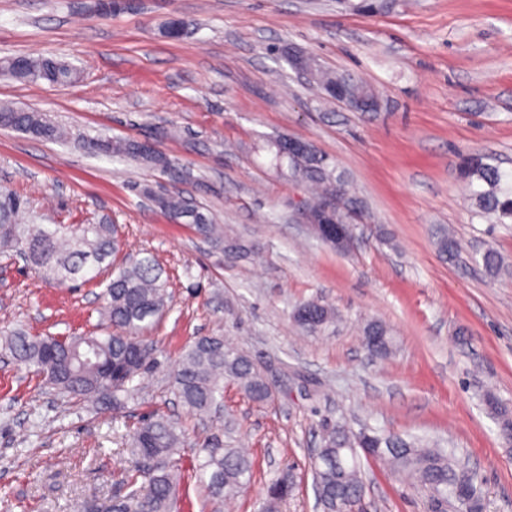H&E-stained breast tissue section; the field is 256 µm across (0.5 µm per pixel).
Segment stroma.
Returning a JSON list of instances; mask_svg holds the SVG:
<instances>
[{"instance_id":"35a3bbf8","label":"stroma","mask_w":512,"mask_h":512,"mask_svg":"<svg viewBox=\"0 0 512 512\" xmlns=\"http://www.w3.org/2000/svg\"><path fill=\"white\" fill-rule=\"evenodd\" d=\"M142 0L102 16L93 0H0V61L53 57L77 81L25 84L0 75V104L65 127L52 142L0 130V186L29 202L27 224L120 225L124 250L153 257L168 279V310L147 332L153 368L120 410L72 399L35 369L0 355V512H78L84 500L125 496L126 443L144 415L183 425L177 457L185 512H263L265 484L290 472L275 512H323L313 456L327 429L383 430L440 442L468 460L486 512H512V448L481 397L512 413V224L477 217L459 174L475 152L512 171V0ZM178 41L160 36L171 17ZM375 89L380 112L324 100L282 50ZM312 141L345 172L366 207L348 249L308 232L297 212L304 186L257 153L264 139ZM150 142L176 172L87 150L91 140ZM182 192L226 235L255 249L240 259L160 212L148 191ZM460 244L441 256L439 228ZM493 247L503 270L487 276L477 253ZM105 276L46 283L0 252V333L67 336L109 331ZM318 299L337 320L309 331L291 313ZM384 324L391 353L364 345ZM200 336L244 351L272 398L224 385L230 439L248 449L254 480L214 506L192 469L193 444L216 433L173 392V365ZM356 512H428L408 477L362 460Z\"/></svg>"}]
</instances>
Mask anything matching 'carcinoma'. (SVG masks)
Listing matches in <instances>:
<instances>
[{
	"label": "carcinoma",
	"instance_id": "obj_1",
	"mask_svg": "<svg viewBox=\"0 0 512 512\" xmlns=\"http://www.w3.org/2000/svg\"><path fill=\"white\" fill-rule=\"evenodd\" d=\"M299 67L311 75L312 82L327 99L341 92L349 109L358 110V102L373 100V111L381 108L378 94L348 74H336L319 67L307 55L298 57ZM4 70L13 78L37 83L68 84L76 80L77 71L51 58H31L7 62ZM0 127L49 140L66 138L65 131L42 114L0 106ZM95 151L123 156L160 169L172 166L165 154H148L139 143L130 140L96 141L88 144ZM261 149L271 154V166L280 173L314 190L309 205L317 209L324 202L339 200L347 210L364 212L363 201L351 192L345 173L339 171L316 145L306 141L299 158L290 159L267 139ZM461 176L467 182L475 211L499 224L512 221V174L505 172L485 155L463 161ZM155 205L173 218L185 217L187 223L205 239L225 252L241 257L248 248L226 236L222 227L202 211L185 210L184 197L170 192L153 197ZM27 201L11 191H0V249H15L53 284L62 285L84 273L88 266L98 267L123 249L119 225L99 224H21L19 216ZM438 249L448 259L458 253V243L446 230L438 237ZM482 268L490 276L502 270L498 253L490 248L481 254ZM105 315L115 332L105 336H31L14 331L0 337V349L21 365L35 368L44 380L72 397H90L108 392L106 400L116 410L124 406L135 390L133 382L154 364V347L144 343L142 333L155 324L168 306L167 280L162 268L150 257L128 262L111 274L103 293ZM335 318L332 308L317 300L297 306L293 319L303 327L316 330ZM364 336L381 337L375 356H386L393 342L379 322H370ZM236 382L253 401L262 403L271 389L262 373L247 355L224 345L221 336H201L186 346L174 365V394L192 414L209 416L223 406L224 382ZM485 405L498 416V434L512 445V416L503 411L498 399L488 394ZM184 437L176 422L165 414H155L136 429L129 444L135 458L126 483L131 488L123 498L86 501L85 512H180V477L172 461ZM314 463L315 482L321 486L322 505L326 512H353L363 493L360 452H369L378 462H388L406 473L413 485L428 492L429 506L455 507V495L467 502L471 512H483L480 490L470 474L462 472L458 462L442 448H431L421 441L396 434L373 432L367 436L343 425L329 431ZM193 469L216 503L248 488L253 477V462L240 448L224 446V439L214 436L198 448ZM293 485L288 475L270 480L266 487V509L271 512L277 502L288 497Z\"/></svg>",
	"mask_w": 512,
	"mask_h": 512
}]
</instances>
